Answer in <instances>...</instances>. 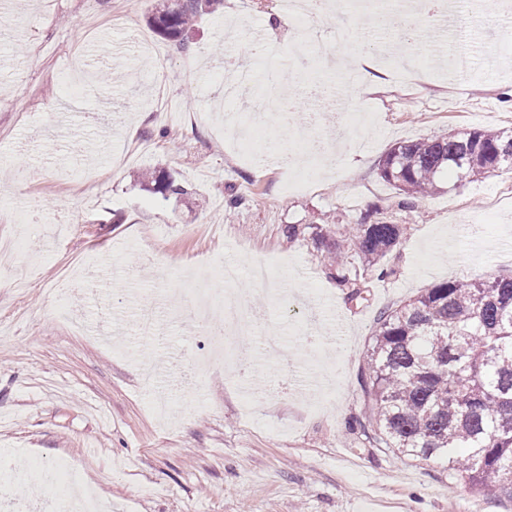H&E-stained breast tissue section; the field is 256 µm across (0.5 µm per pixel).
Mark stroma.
Segmentation results:
<instances>
[{
    "label": "stroma",
    "mask_w": 512,
    "mask_h": 512,
    "mask_svg": "<svg viewBox=\"0 0 512 512\" xmlns=\"http://www.w3.org/2000/svg\"><path fill=\"white\" fill-rule=\"evenodd\" d=\"M0 11V244L23 248L0 263V456L26 468L66 460L112 512H512V498L478 490L436 459H412L351 429L365 417L361 372L380 312L445 281L512 276V171L399 205L380 165L396 143L451 131L500 129L512 114V72L490 68L487 46L512 61V15L490 7L452 38L417 30L415 89L394 84L384 33L348 0L311 36L348 55H370L374 93L354 105L366 125L343 131L311 190L293 192L279 166L299 142L276 117L254 139L231 144L227 121L249 106L224 97L234 66L289 70V94L310 111L311 86L331 72L294 38L301 21L276 0H222L186 44L154 32L147 17L166 0H9ZM267 50L254 55L255 31ZM471 66L458 74L450 58ZM265 167L256 176V167ZM156 169L183 186L163 198L134 175ZM245 199L237 209L225 198ZM39 196L41 209L27 208ZM406 225L388 255L391 276L363 270L369 295L353 305L323 261L310 228L348 230L364 218ZM301 233L288 239L287 225ZM269 259L273 281L241 275L256 320L228 336L227 359L248 374L201 364L207 329L175 319L169 297L212 268ZM80 264L77 285L57 291ZM155 299L165 342L139 339L134 318ZM277 333L279 358L249 347ZM157 366L155 391L174 411L159 419L140 367Z\"/></svg>",
    "instance_id": "obj_1"
}]
</instances>
